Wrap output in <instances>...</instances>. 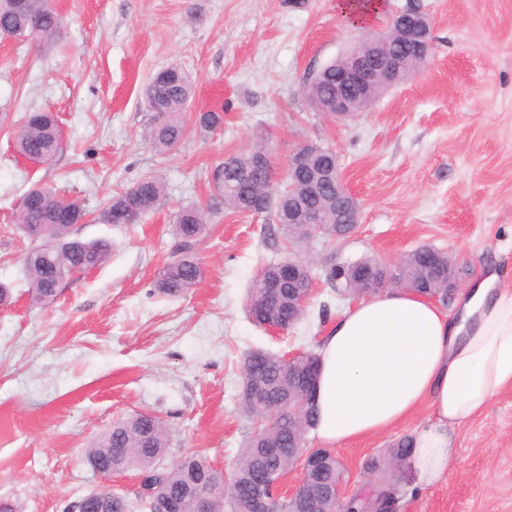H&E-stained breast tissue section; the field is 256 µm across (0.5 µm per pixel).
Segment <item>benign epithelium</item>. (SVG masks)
Listing matches in <instances>:
<instances>
[{
  "instance_id": "benign-epithelium-1",
  "label": "benign epithelium",
  "mask_w": 512,
  "mask_h": 512,
  "mask_svg": "<svg viewBox=\"0 0 512 512\" xmlns=\"http://www.w3.org/2000/svg\"><path fill=\"white\" fill-rule=\"evenodd\" d=\"M431 23L418 8L408 6L395 12L385 31L373 40L349 50L339 57L334 67L336 92L326 98L321 111L334 120L341 121L356 112L367 109L375 100L374 90L386 89L399 79L412 73L415 65L423 63L430 50ZM414 41V51L401 54L395 47ZM314 169L319 179L336 189V223L358 224L360 209L357 200L343 181L337 155L329 148L307 143L298 147L288 159L286 176L292 180L298 171ZM316 189V183L288 194V209H279L276 222L279 224H304L307 236L312 237L321 231L320 218L307 212L303 200ZM307 263L301 259H286L280 263V273L274 283L273 292H278L283 282H297ZM313 286L296 288L288 294V311L305 309ZM311 392L302 394L290 392L280 400V405L297 414L310 405ZM300 478L291 488L288 497L301 506L321 512L330 502L342 503L346 495L341 484L322 485L318 475L323 469V457L315 449L302 450L297 457ZM114 491L106 488L88 499L75 504L73 512H88L94 505L96 512H108ZM254 497L258 512H279L280 484L278 481L263 479L257 484ZM194 512H223L218 500L209 493L195 492Z\"/></svg>"
}]
</instances>
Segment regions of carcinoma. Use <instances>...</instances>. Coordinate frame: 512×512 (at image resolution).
<instances>
[{
    "label": "carcinoma",
    "instance_id": "cac0c4a2",
    "mask_svg": "<svg viewBox=\"0 0 512 512\" xmlns=\"http://www.w3.org/2000/svg\"><path fill=\"white\" fill-rule=\"evenodd\" d=\"M60 28V16L53 0H25V7L15 0H0V36L18 40L33 36L49 39ZM157 90V99H147L151 108L160 105L163 119L154 123L146 137L153 149L160 154L171 152L185 137L187 123L185 112L194 94L190 76L178 66H169L156 72L149 80ZM331 77L325 75L320 82L307 86L310 102L321 100L333 93ZM54 115L42 116L34 112L26 117L22 128L15 135L19 154L34 158L44 164L52 162L57 155L59 142L56 138ZM224 122L222 112H203L197 115L196 124L204 129L215 130ZM262 159L271 166V159L262 135L254 138L245 151L224 159L213 172L217 195L207 208L189 205L181 208L176 216V258L164 265L156 282V288L168 296H179L193 288L203 270L196 257V247L207 230L206 217L221 209L244 212L249 201L255 197L266 172L256 168ZM134 189L152 204H157L164 193V185L153 176L139 180ZM17 214V224L29 235L39 239L32 250L35 259L24 260L25 280L32 298L43 307L52 305L58 296L61 283L70 273L92 263L100 266L109 256L111 245L106 240L83 241L64 237L61 224H81L86 218L83 206L75 200L65 199L47 186H34L25 191ZM100 219L112 220L114 224H136L141 220L138 204L127 189L114 194ZM279 262L266 264L263 276L256 280L249 291L247 308L250 319L255 311L267 307L271 302L270 283L277 277ZM423 281L429 285L430 293L442 303L448 301V255L441 254L437 264L424 253L413 250L399 270L396 281ZM300 358L292 371L281 365V355L256 351L248 355L242 368L241 408L249 416H259L250 390L254 383L261 382L268 395V407L276 411L277 422L263 433L254 434L241 449L235 463L233 478L236 487L226 485L224 474L207 464L198 453L183 456L176 464L163 467L160 464L168 445L169 437L162 421L151 414L137 413L112 425V429L93 447L86 450L88 461L112 460L116 469L147 470L156 473V480L169 495L180 500L181 512H193L192 497L185 494L186 488H200L221 498L230 512H245L253 484L264 477H281L293 467L297 455L295 448L303 445L304 436L314 421L313 408H308L305 423L289 427L292 421L288 410L278 406L281 392L293 386L307 389L309 379L306 364ZM413 438L405 436L395 442L387 452L388 463L396 467V476H401L407 465ZM115 448H128L131 454L118 455ZM381 495V487L374 485L366 494L347 499L339 508L344 512H361Z\"/></svg>",
    "mask_w": 512,
    "mask_h": 512
}]
</instances>
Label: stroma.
I'll list each match as a JSON object with an SVG mask.
<instances>
[{
	"instance_id": "stroma-1",
	"label": "stroma",
	"mask_w": 512,
	"mask_h": 512,
	"mask_svg": "<svg viewBox=\"0 0 512 512\" xmlns=\"http://www.w3.org/2000/svg\"><path fill=\"white\" fill-rule=\"evenodd\" d=\"M412 1L431 21L426 62L343 122L313 108L306 86L388 18L351 25L338 0H54V39L0 36V284L13 295L0 308V502L65 512L107 486L136 502L133 473L105 478L85 456L135 413L165 424L164 465L195 451L232 473L259 426L240 410L244 359L316 350L356 301L332 286L336 265L372 257L394 269L429 245L464 280L494 274L512 287V0ZM172 65L190 75L194 94L185 138L161 155L144 139L154 115L142 88ZM34 111L54 113L64 130L49 164L14 146ZM208 111L223 112L221 128L196 125ZM259 131L281 171L303 143L333 149L359 224L343 238L295 245L269 236L267 216L223 210L197 246L201 281L178 297L160 293L176 213L208 203L214 167ZM146 175L165 185L155 209L136 224L101 221L112 195ZM34 184L56 186L91 212L72 236L112 244L102 265L67 278L47 308L28 290L32 243L16 222ZM295 257L315 284L302 320L283 333L256 326L249 289L267 263ZM427 416L423 406L385 434L334 447L344 493L369 487L365 462ZM456 444L447 480L416 489L401 478L397 512H512V386Z\"/></svg>"
}]
</instances>
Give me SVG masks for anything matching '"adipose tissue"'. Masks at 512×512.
Here are the masks:
<instances>
[{
    "mask_svg": "<svg viewBox=\"0 0 512 512\" xmlns=\"http://www.w3.org/2000/svg\"><path fill=\"white\" fill-rule=\"evenodd\" d=\"M311 432L325 447L381 434L430 407L408 460L421 488L448 474L456 429L512 385V290L472 279L454 309L412 290L345 309L317 349Z\"/></svg>",
    "mask_w": 512,
    "mask_h": 512,
    "instance_id": "obj_1",
    "label": "adipose tissue"
}]
</instances>
